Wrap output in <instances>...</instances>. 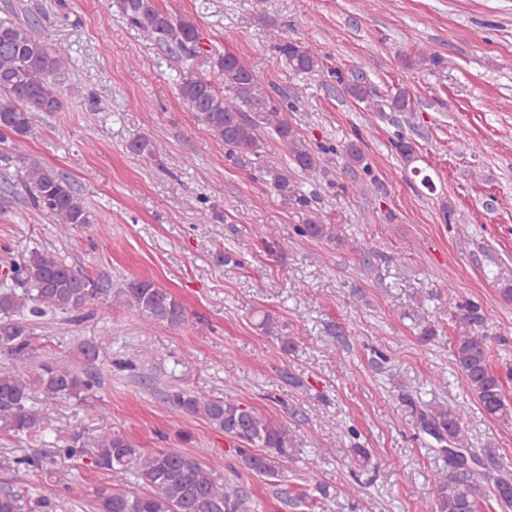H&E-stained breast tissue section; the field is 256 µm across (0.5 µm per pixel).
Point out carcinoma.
I'll return each mask as SVG.
<instances>
[{"mask_svg":"<svg viewBox=\"0 0 512 512\" xmlns=\"http://www.w3.org/2000/svg\"><path fill=\"white\" fill-rule=\"evenodd\" d=\"M117 4L131 24L178 51L185 60L202 59L206 72L184 80L180 95L197 120L224 142L229 158L238 160L259 149L263 142L260 133L264 132L285 146L291 163L302 170L332 163L331 158L315 155L297 141L278 105L242 58L203 46L200 28L192 18H174L160 10L155 0H117ZM278 49L295 70L309 72L319 66V53L311 45L284 41ZM69 65V50L61 44L48 45L39 23L0 21V136H26L32 130L33 113L61 109L53 77ZM214 75L221 83L213 81ZM343 92L360 103H369L375 112H410L414 108L413 95L405 88L371 102L363 82L356 78L344 84ZM26 178L37 190L34 206L55 216L62 232L91 223L84 200L64 178L37 164L30 166ZM9 276L35 291L33 297L14 291L0 293V348L18 355L26 354L30 346L31 321L49 313L77 314L105 294L98 281L50 251H34L28 258L10 263ZM120 294L127 306L139 311L146 326L180 327L185 322L181 302L148 278L131 280ZM462 320L468 328L456 338L454 363L482 412L499 420L508 416V409L501 380L491 368L487 336L476 329L482 318L477 310L468 309ZM97 386L89 373L49 364L41 365L33 377L20 368L0 371V414L6 415L10 431L29 435L41 421L32 402L33 390L49 399L83 403ZM165 403L202 418L234 439L246 470L266 478L283 473L290 455L288 430L273 418L232 399H206L183 389L167 396ZM462 420L463 410L441 408L421 416L420 426L438 444L463 448ZM182 441L187 447L146 453L126 436L100 437L92 464L107 471L111 484L96 491V512H249L239 491L228 488L220 475L203 464L201 450L188 447L191 435H183ZM131 476L135 478L132 487ZM488 479L486 473H472L459 459L448 457V474L435 489L439 512H477L479 501L491 495L512 508V477H497L489 488L485 484ZM35 507L48 512L51 505L31 504L11 490L0 492V512H33Z\"/></svg>","mask_w":512,"mask_h":512,"instance_id":"cac0c4a2","label":"carcinoma"}]
</instances>
